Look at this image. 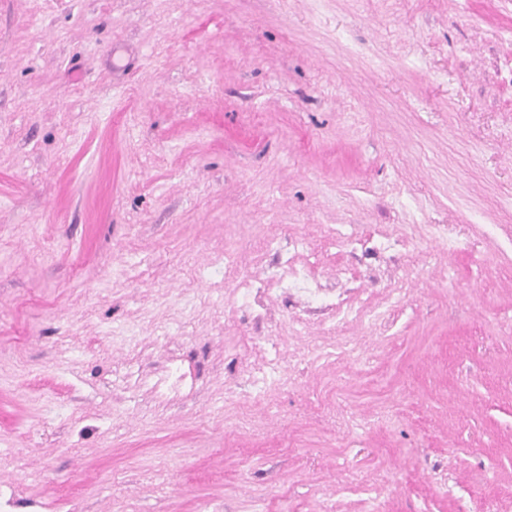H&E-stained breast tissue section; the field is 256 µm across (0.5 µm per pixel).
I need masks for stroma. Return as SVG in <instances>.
<instances>
[{
	"label": "stroma",
	"mask_w": 512,
	"mask_h": 512,
	"mask_svg": "<svg viewBox=\"0 0 512 512\" xmlns=\"http://www.w3.org/2000/svg\"><path fill=\"white\" fill-rule=\"evenodd\" d=\"M0 512H512V0H0ZM300 281H314L311 272L304 267L295 265L293 256H283L278 270L260 284L254 281H243L239 283L242 288V295L246 300L253 299L256 295L268 291L272 287L285 288L289 284Z\"/></svg>",
	"instance_id": "35a3bbf8"
}]
</instances>
